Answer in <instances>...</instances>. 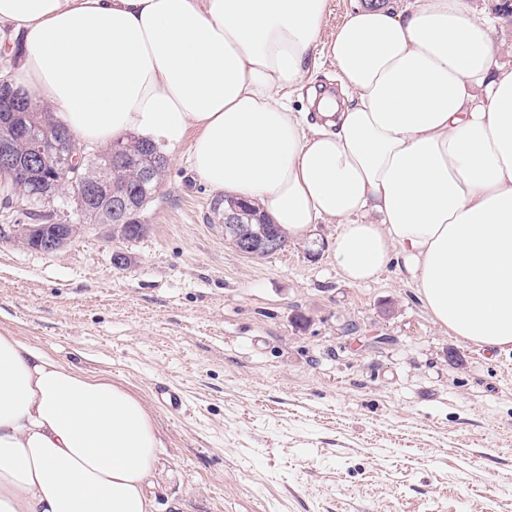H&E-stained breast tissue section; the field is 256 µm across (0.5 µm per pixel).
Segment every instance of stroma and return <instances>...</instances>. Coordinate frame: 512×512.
Returning a JSON list of instances; mask_svg holds the SVG:
<instances>
[{
    "instance_id": "stroma-1",
    "label": "stroma",
    "mask_w": 512,
    "mask_h": 512,
    "mask_svg": "<svg viewBox=\"0 0 512 512\" xmlns=\"http://www.w3.org/2000/svg\"><path fill=\"white\" fill-rule=\"evenodd\" d=\"M188 156L168 151L139 239L0 237V331L145 403L155 512H512V353L449 335L396 265L347 281L335 225L240 254Z\"/></svg>"
}]
</instances>
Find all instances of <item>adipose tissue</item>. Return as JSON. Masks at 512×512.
<instances>
[{
  "mask_svg": "<svg viewBox=\"0 0 512 512\" xmlns=\"http://www.w3.org/2000/svg\"><path fill=\"white\" fill-rule=\"evenodd\" d=\"M0 0L14 80L79 144L174 147L288 236L337 225L348 280L396 264L457 338L512 350V67L467 0ZM343 91L290 98L311 59ZM161 442L110 378L0 333V512H152ZM354 1L352 0H331L330 11L325 17L322 36L326 39L335 30L336 27L344 20V17L349 9H351Z\"/></svg>",
  "mask_w": 512,
  "mask_h": 512,
  "instance_id": "ef3b65f1",
  "label": "adipose tissue"
}]
</instances>
